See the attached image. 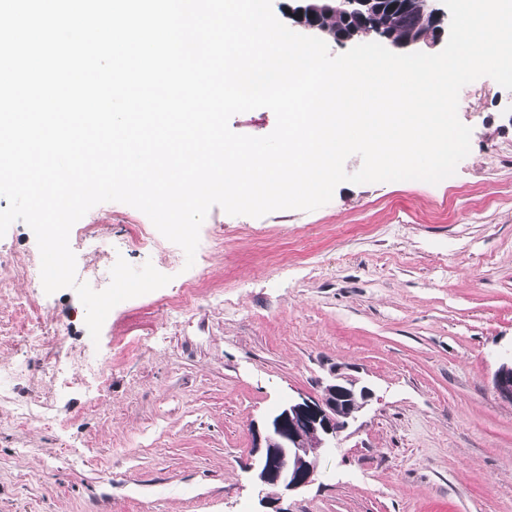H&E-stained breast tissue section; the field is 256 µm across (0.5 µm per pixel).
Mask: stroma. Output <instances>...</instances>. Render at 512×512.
I'll return each instance as SVG.
<instances>
[{
	"mask_svg": "<svg viewBox=\"0 0 512 512\" xmlns=\"http://www.w3.org/2000/svg\"><path fill=\"white\" fill-rule=\"evenodd\" d=\"M458 116L472 135L455 175L342 183L311 212L213 207L190 267L180 247L131 246L138 209L89 210L94 236L69 238L77 270L121 257L171 281L115 306L95 342L74 290L15 280L75 379L46 382L53 341L0 338V367L24 368L0 401V512H265L253 424L336 374L371 396L283 512H512V402L493 384L512 360V91L479 78ZM196 275L199 299L171 320ZM120 340L133 348L91 407L80 365ZM17 399L53 424L18 425Z\"/></svg>",
	"mask_w": 512,
	"mask_h": 512,
	"instance_id": "stroma-1",
	"label": "stroma"
}]
</instances>
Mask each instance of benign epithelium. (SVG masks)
Segmentation results:
<instances>
[{
  "label": "benign epithelium",
  "mask_w": 512,
  "mask_h": 512,
  "mask_svg": "<svg viewBox=\"0 0 512 512\" xmlns=\"http://www.w3.org/2000/svg\"><path fill=\"white\" fill-rule=\"evenodd\" d=\"M288 16L304 30L327 37L335 34L321 25V16L343 14L359 30L377 33L379 39L395 49L419 47L442 40L445 12L438 0H424L410 36L396 39L386 28L387 12L401 14L410 9L412 0H294ZM494 387L499 396L512 403V363L502 364L495 373ZM371 396L368 387L333 378L323 388L318 401H288L262 426L253 428L254 457L249 469L262 489L296 491L308 485L315 474L320 454L336 449V439L347 429L349 420Z\"/></svg>",
  "instance_id": "1"
}]
</instances>
